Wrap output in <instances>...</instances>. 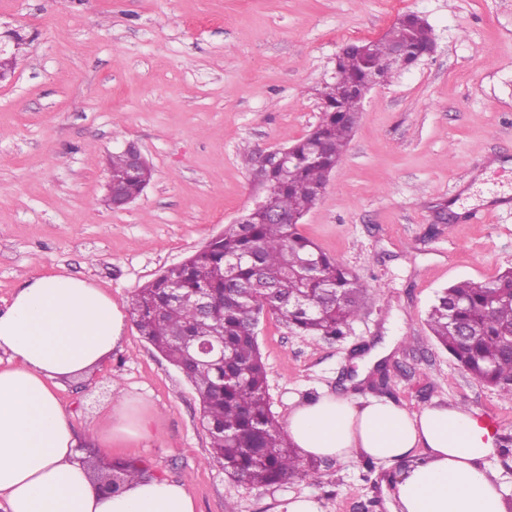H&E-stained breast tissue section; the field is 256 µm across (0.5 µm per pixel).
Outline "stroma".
<instances>
[{
	"mask_svg": "<svg viewBox=\"0 0 512 512\" xmlns=\"http://www.w3.org/2000/svg\"><path fill=\"white\" fill-rule=\"evenodd\" d=\"M431 27L434 55L365 98L341 164L298 229L364 284L338 340L262 316L271 410L331 392L409 411L477 410L512 450V401L467 374L429 332L441 288L512 267V0H0V27L28 45L0 82V309L32 274L88 280L121 310L167 267L253 206L243 160L319 122L339 49L381 39L404 13ZM136 143L152 168L123 210L105 203L108 159ZM455 218L440 224L436 207ZM385 349L391 382L358 379ZM150 437L113 441L115 460L185 481L197 512H279L308 496L323 512H387L404 470L320 461L319 482L251 489L207 462L197 396L135 327L59 398L78 432H109L112 381Z\"/></svg>",
	"mask_w": 512,
	"mask_h": 512,
	"instance_id": "1",
	"label": "stroma"
}]
</instances>
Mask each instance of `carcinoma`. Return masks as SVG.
I'll return each mask as SVG.
<instances>
[{
  "mask_svg": "<svg viewBox=\"0 0 512 512\" xmlns=\"http://www.w3.org/2000/svg\"><path fill=\"white\" fill-rule=\"evenodd\" d=\"M400 42L421 56L433 42L431 29L408 13L383 38L344 46L336 55L337 81L322 90L320 121L288 147V168L278 151L245 158L265 188L263 210L247 213L132 296L129 314L139 335L172 365L188 369L209 435L208 463L250 488L320 478L319 467L304 462L274 420L257 328L261 316L272 313L301 334L339 339L361 315L366 289L304 237L298 222L342 161L363 103L356 86L368 66ZM110 173L132 195L152 178L151 168L132 169L121 151L112 154ZM199 289L211 302L206 317L195 310ZM426 325L467 374L512 401V268L437 292ZM177 336L221 346L224 359L194 364ZM86 459L113 494L148 474L134 461H114L109 471L90 450Z\"/></svg>",
  "mask_w": 512,
  "mask_h": 512,
  "instance_id": "cac0c4a2",
  "label": "carcinoma"
}]
</instances>
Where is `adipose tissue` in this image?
Wrapping results in <instances>:
<instances>
[{"label":"adipose tissue","instance_id":"obj_1","mask_svg":"<svg viewBox=\"0 0 512 512\" xmlns=\"http://www.w3.org/2000/svg\"><path fill=\"white\" fill-rule=\"evenodd\" d=\"M125 318L93 283L66 274L27 278L0 309V512H196L182 481L136 479L102 493L80 436L57 397L65 382L100 369L124 340ZM286 431L306 457L411 459L394 486L393 512H507L490 467L495 428L472 409L418 413L387 399L325 392L295 405Z\"/></svg>","mask_w":512,"mask_h":512}]
</instances>
